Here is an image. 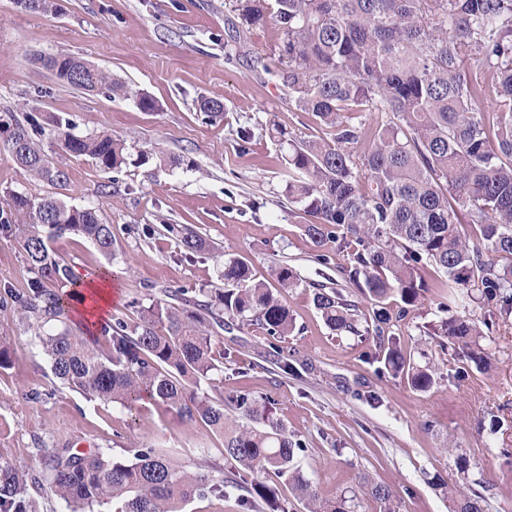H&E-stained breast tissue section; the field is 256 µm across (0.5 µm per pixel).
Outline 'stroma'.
<instances>
[{
  "label": "stroma",
  "mask_w": 512,
  "mask_h": 512,
  "mask_svg": "<svg viewBox=\"0 0 512 512\" xmlns=\"http://www.w3.org/2000/svg\"><path fill=\"white\" fill-rule=\"evenodd\" d=\"M231 5L54 0L52 11L32 14L0 0L1 119L31 113L46 123L62 115L74 134L107 132L124 139L128 153L175 159L105 171L70 156V181L55 186L32 181L0 146V207L9 193L29 192L95 208L112 226L113 257L73 234L50 246L76 274L109 268L119 294L107 313L131 323L164 289L208 291L219 284L222 260L247 261L288 306L295 329L274 357L262 329L226 322L212 337L224 354L222 390L270 400L288 435L304 444L303 474L323 498L372 481L391 488L395 512H451L431 479L456 484V448L474 462V480L487 485L488 512H512V459L497 454L512 448V315L471 303V318L491 325L484 346L492 370L441 354V378L424 392L381 372L374 339L331 333L313 305L316 287L336 289L363 311L368 302L344 274L347 251L333 243L314 247L305 236L303 213L282 193L288 153L274 133L301 140L327 139L332 131L285 101L276 76L278 27L246 25ZM50 54L75 55L110 72L154 99L156 110L60 84L40 62ZM203 96L223 102V120H204L197 107ZM172 224L192 225L207 250L184 254ZM283 266L293 272L292 287L278 285ZM30 277L19 242L0 234V287L19 290ZM440 318L429 291L390 332L410 352ZM0 340L11 351L9 366L0 368V463L31 476L44 473L46 456L59 448L96 446L122 456L147 444L191 468L231 472L222 437L204 425L155 404L132 417L62 385L13 306L0 305ZM494 418L502 427L493 434Z\"/></svg>",
  "instance_id": "stroma-1"
}]
</instances>
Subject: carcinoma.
I'll use <instances>...</instances> for the list:
<instances>
[{"instance_id": "1", "label": "carcinoma", "mask_w": 512, "mask_h": 512, "mask_svg": "<svg viewBox=\"0 0 512 512\" xmlns=\"http://www.w3.org/2000/svg\"><path fill=\"white\" fill-rule=\"evenodd\" d=\"M248 25L268 20L282 34L278 71L288 103L335 130L329 140L289 143L284 193L306 216L305 235L316 247L338 243L349 250L345 274L373 305L362 323L357 305L320 287L314 304L335 334L383 342V326L419 302L428 286L419 270L440 273L435 289L443 312L459 311L435 327L441 353L463 355L480 370L491 368L479 342L481 328L467 315L476 299L512 313V0H233ZM44 65L58 81L108 97L134 96L141 110L156 103L101 69H86L71 55H49ZM209 121L224 117L218 100L201 98ZM380 112L372 127L359 118ZM68 118L43 125L35 115L0 122V134L18 165L43 183L69 180L64 164L44 149L86 156L104 170L127 164L124 144L110 134L78 136ZM469 210L476 241L458 229L459 210ZM0 231L21 244L33 277L27 288L6 291L48 357L52 374L89 399L112 402L129 415L140 401L163 404L178 417L198 421L224 439V458L234 476L190 471L147 445L116 457L105 448L68 450L48 459L47 479L69 512H183L195 498L224 499L247 492L269 512H285L271 471L291 486L307 512H354L357 496L319 497L301 473L304 451L290 439L264 402L247 393L228 397L214 385L224 371L212 335L228 317L258 325L275 341L294 328L288 308L241 259L221 264L224 288L197 297L184 289L140 310L130 323L112 317L94 332L71 327L77 281L50 248L53 238L75 234L106 257L114 252L112 225L89 206L13 192L0 208ZM185 253L208 248L188 227L177 228ZM386 370L406 377L417 391L434 382L431 346L425 360L407 358L391 337ZM40 486L9 464H0V512H35L29 487ZM364 494L393 512L392 491L378 483ZM453 512H486L479 492L459 490Z\"/></svg>"}]
</instances>
